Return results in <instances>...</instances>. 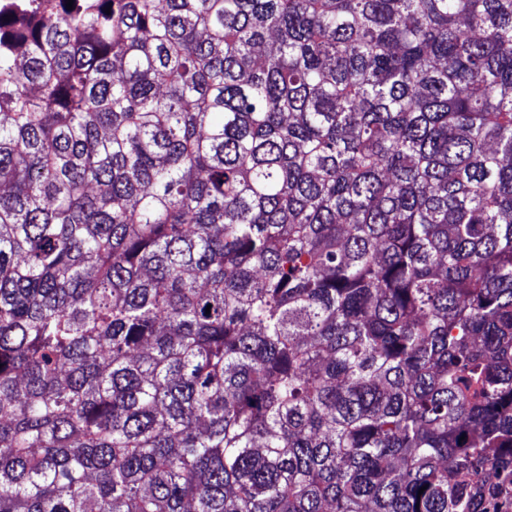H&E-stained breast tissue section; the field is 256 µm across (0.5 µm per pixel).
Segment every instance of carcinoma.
Returning a JSON list of instances; mask_svg holds the SVG:
<instances>
[{"instance_id":"1","label":"carcinoma","mask_w":512,"mask_h":512,"mask_svg":"<svg viewBox=\"0 0 512 512\" xmlns=\"http://www.w3.org/2000/svg\"><path fill=\"white\" fill-rule=\"evenodd\" d=\"M66 2L0 0V512H512V0Z\"/></svg>"}]
</instances>
